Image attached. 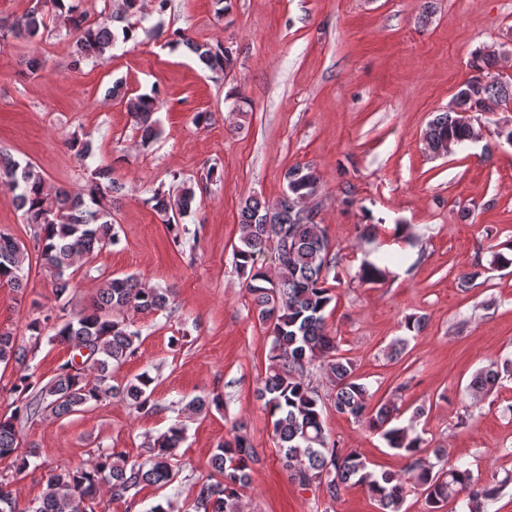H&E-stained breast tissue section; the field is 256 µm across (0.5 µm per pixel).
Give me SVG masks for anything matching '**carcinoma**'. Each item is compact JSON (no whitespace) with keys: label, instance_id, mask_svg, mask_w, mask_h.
<instances>
[{"label":"carcinoma","instance_id":"carcinoma-1","mask_svg":"<svg viewBox=\"0 0 512 512\" xmlns=\"http://www.w3.org/2000/svg\"><path fill=\"white\" fill-rule=\"evenodd\" d=\"M81 0H32L20 16L0 19V45L12 39L31 42L58 18L73 40L74 65L111 56L117 41L133 40L138 27L127 24L121 32L114 23L123 22L142 10L141 0H122V8L112 10V0H103L95 20L80 8ZM169 44L186 46L211 72L222 74L234 64L233 52L223 44L193 40L183 30L167 34ZM475 74L463 85L503 106L512 101V80L497 68L496 56L486 50L474 53ZM123 82L115 81L112 94L122 95L133 122L141 131L142 143L156 140L161 130L153 114L161 103L160 92L121 94ZM464 101L454 98L448 110L437 114L425 130L429 151L447 150L448 140L456 144L470 140V123L458 109ZM67 148L79 160L94 155L93 141L73 138ZM181 184L174 195L155 191L149 202L163 223L174 229L179 219L190 214L196 201L194 186L172 174ZM283 195L274 203L249 196L241 202L238 244L234 260L242 275L243 288L252 303L254 318L268 332L269 364L256 391L272 425L279 462L291 480L302 487L323 488L337 498L351 484L364 486L379 506V512H402L410 494L424 498L427 512H442L450 501L462 504L464 512H485L502 484L481 483L463 464H448L443 448L433 450L435 460L424 455L428 447L414 423L396 425L399 407L395 401L373 400L361 382L352 359L341 353L337 337L326 329L325 312L335 299L329 283L340 256L330 243L326 227L311 216H302L296 201L317 195L320 177L308 165L289 167L284 173ZM0 186L8 189L25 223L34 228L33 250L37 263L53 279L58 311L41 314L27 324L40 338L46 327L52 339L76 352L88 348L91 355L81 362L68 361L44 385L34 374L15 379L10 393L20 397L12 415L0 419V460L11 459L16 472L29 466L28 454L21 452L19 424L39 414L62 418L120 396L138 411L157 409L153 400L154 378L147 372L122 386L112 384V369L134 357L141 333L123 318L127 312L154 313L169 308L172 290L143 285L136 277H112L103 281L93 303L71 310L72 280L77 262H88L95 254L117 243L113 205L123 185L113 177L110 165L96 168L78 192L48 186L44 174L28 160L0 155ZM30 259L25 243L0 232V284L24 293ZM387 255L375 261L370 254L362 259L358 277L376 284L389 275ZM28 350L17 343L10 330H0V363L27 365ZM508 365L489 363L469 385L471 395L481 399L501 378ZM325 376L335 393L326 404L313 386L316 374ZM222 406L219 398L196 397L188 408L197 415ZM365 426L405 460L402 473L370 468L354 449L337 447L325 427L327 409ZM185 427L177 421L148 443L149 458L144 463L129 462L121 452L103 449L87 466L58 465L47 475L46 490L31 512H95L97 495L107 489L114 498H134L147 485L160 488L173 484L180 473L176 450L184 440ZM257 461L251 440L243 427L219 444L211 455L209 478L195 483V494L185 503V512H240L241 494L250 483L251 465Z\"/></svg>","mask_w":512,"mask_h":512}]
</instances>
